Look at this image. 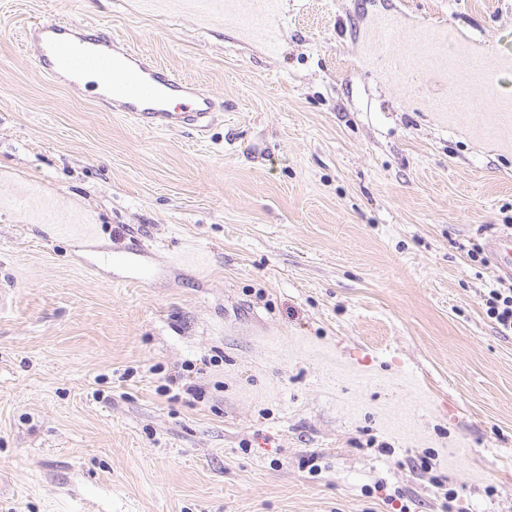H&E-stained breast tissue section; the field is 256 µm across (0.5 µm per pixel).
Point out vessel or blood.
Wrapping results in <instances>:
<instances>
[{
    "label": "vessel or blood",
    "instance_id": "vessel-or-blood-1",
    "mask_svg": "<svg viewBox=\"0 0 512 512\" xmlns=\"http://www.w3.org/2000/svg\"><path fill=\"white\" fill-rule=\"evenodd\" d=\"M24 47L48 77L78 91L94 89L97 100L143 128L203 132L213 119V102L200 87L123 46L104 27L38 20L25 32ZM488 248L501 273L512 276V238L491 239Z\"/></svg>",
    "mask_w": 512,
    "mask_h": 512
}]
</instances>
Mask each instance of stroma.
I'll return each instance as SVG.
<instances>
[{"label":"stroma","mask_w":512,"mask_h":512,"mask_svg":"<svg viewBox=\"0 0 512 512\" xmlns=\"http://www.w3.org/2000/svg\"><path fill=\"white\" fill-rule=\"evenodd\" d=\"M57 19L211 125L51 80ZM507 234L512 0H0V512H512ZM24 47L48 77L78 91L95 89L97 100L129 112L143 128L203 132L213 119V102L200 87L123 46L104 27L38 20L25 32ZM488 248L497 260L501 273L512 276V238L506 236L491 239ZM483 303L487 316L504 335H512V287L490 288Z\"/></svg>","instance_id":"35a3bbf8"}]
</instances>
